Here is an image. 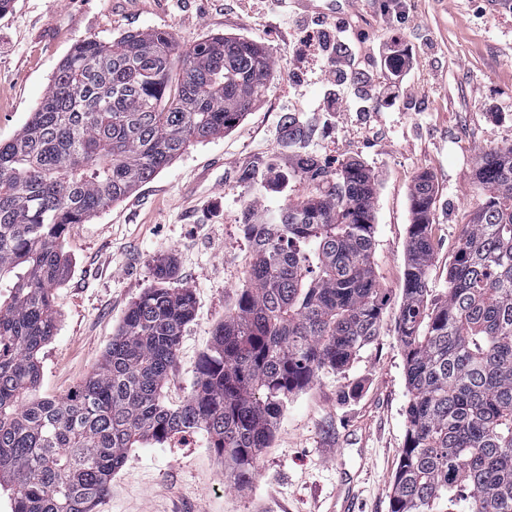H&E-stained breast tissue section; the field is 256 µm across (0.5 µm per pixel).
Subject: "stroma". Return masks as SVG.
Listing matches in <instances>:
<instances>
[{
  "mask_svg": "<svg viewBox=\"0 0 512 512\" xmlns=\"http://www.w3.org/2000/svg\"><path fill=\"white\" fill-rule=\"evenodd\" d=\"M147 29L184 49L210 35L242 36L270 52L274 70L231 131L190 145L122 201L69 225L40 395H63L87 377L153 286L154 263L170 257L174 287L196 298L164 392L167 404L183 402L242 284V209L265 217L306 191L281 140L289 115L310 126L308 150L322 164L358 159L375 175L374 270L391 298L375 340L290 399L250 483L228 482L200 436H178L130 449L94 512H343L331 505L343 476L361 512H389L409 400L397 320L410 190L419 172L431 173L428 276L439 298L479 196L476 160L512 143V10L491 11L487 0H356L342 32L331 19L300 20L281 0H14L0 17V142L34 112L75 43ZM336 42L341 72L325 50ZM392 45L413 60L407 80L380 60ZM254 163L261 182L244 187L239 172Z\"/></svg>",
  "mask_w": 512,
  "mask_h": 512,
  "instance_id": "35a3bbf8",
  "label": "stroma"
}]
</instances>
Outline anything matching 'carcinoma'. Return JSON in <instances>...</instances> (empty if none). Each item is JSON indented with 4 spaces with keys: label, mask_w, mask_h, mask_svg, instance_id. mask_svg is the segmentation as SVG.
<instances>
[{
    "label": "carcinoma",
    "mask_w": 512,
    "mask_h": 512,
    "mask_svg": "<svg viewBox=\"0 0 512 512\" xmlns=\"http://www.w3.org/2000/svg\"><path fill=\"white\" fill-rule=\"evenodd\" d=\"M274 69L243 37L181 50L164 31L86 39L60 62L35 112L0 143V491L12 512H93L127 450L202 434L230 481L250 482L288 397L347 367L389 299L375 276V175L328 171L285 118L308 191L258 221L240 216L248 266L183 403L163 391L195 317L189 288L156 285L131 305L92 373L39 398V353L57 329L65 229L152 179L191 144L231 130ZM481 197L459 235L448 292L430 303L434 182L411 191L397 322L409 401L390 512H512V144L484 151Z\"/></svg>",
    "instance_id": "carcinoma-1"
}]
</instances>
